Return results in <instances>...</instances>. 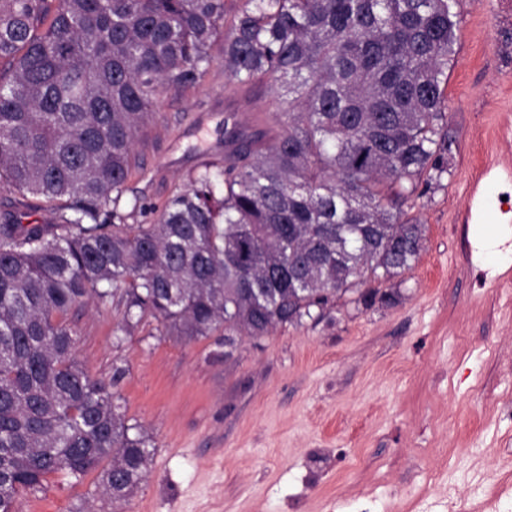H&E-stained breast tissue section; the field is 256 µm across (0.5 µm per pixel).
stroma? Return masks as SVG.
Wrapping results in <instances>:
<instances>
[{
    "label": "stroma",
    "mask_w": 512,
    "mask_h": 512,
    "mask_svg": "<svg viewBox=\"0 0 512 512\" xmlns=\"http://www.w3.org/2000/svg\"><path fill=\"white\" fill-rule=\"evenodd\" d=\"M445 90L449 170L411 210L410 269L378 282L393 305L344 295L269 336L177 340L155 320L116 341L115 304L69 315L76 357L112 383L155 445L127 502L97 472L47 476L16 512H512V0H460ZM196 88L162 98L135 146L137 224L203 168L224 166V118L280 133L269 87L224 89V41ZM481 217H469L470 203ZM44 201L0 182V224H45ZM121 378H114L115 368Z\"/></svg>",
    "instance_id": "stroma-1"
}]
</instances>
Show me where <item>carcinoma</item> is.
I'll use <instances>...</instances> for the list:
<instances>
[{
  "mask_svg": "<svg viewBox=\"0 0 512 512\" xmlns=\"http://www.w3.org/2000/svg\"><path fill=\"white\" fill-rule=\"evenodd\" d=\"M0 0V181L57 203L0 224V512L64 473L103 467L121 503L148 435L75 357L73 307L115 302L117 341L147 318L224 343L316 320L339 290L410 268L425 225L404 206L439 181L458 0ZM224 38V76L278 93L282 132L238 124L208 168L127 220L136 142L161 96L195 86Z\"/></svg>",
  "mask_w": 512,
  "mask_h": 512,
  "instance_id": "cac0c4a2",
  "label": "carcinoma"
}]
</instances>
